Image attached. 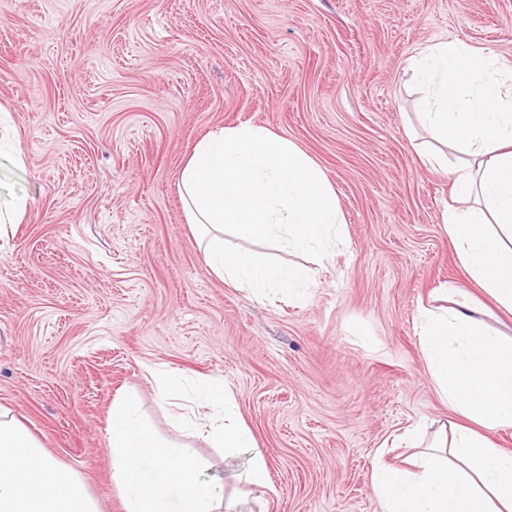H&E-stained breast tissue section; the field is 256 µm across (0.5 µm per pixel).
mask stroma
Returning <instances> with one entry per match:
<instances>
[{
  "mask_svg": "<svg viewBox=\"0 0 512 512\" xmlns=\"http://www.w3.org/2000/svg\"><path fill=\"white\" fill-rule=\"evenodd\" d=\"M462 41L512 66V0H0V111L27 195L0 239V405L125 512L112 479V404L134 399L160 440L189 444L223 512H380L370 474L416 423L452 420L423 371L414 318L466 289L484 320L512 316L459 267L442 224L446 175L407 70ZM244 123L295 143L326 174L345 240L325 263L237 239L305 268L307 299L255 298L197 249L176 180L193 146ZM219 379L275 485L249 453L176 425L149 369Z\"/></svg>",
  "mask_w": 512,
  "mask_h": 512,
  "instance_id": "35a3bbf8",
  "label": "stroma"
}]
</instances>
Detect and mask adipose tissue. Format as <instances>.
Segmentation results:
<instances>
[{
  "label": "adipose tissue",
  "mask_w": 512,
  "mask_h": 512,
  "mask_svg": "<svg viewBox=\"0 0 512 512\" xmlns=\"http://www.w3.org/2000/svg\"><path fill=\"white\" fill-rule=\"evenodd\" d=\"M409 67L426 88L421 121L441 145L421 161L452 184L445 229L465 275L512 313V80L498 56L460 41L423 49ZM416 322L426 374L466 422L449 423L425 447L409 430L403 441L419 451L416 471L373 462L381 512H512V452L489 436L512 428V336L491 329L470 295L450 308H420ZM158 382L172 404L190 394L207 407L199 431L216 447L251 449L247 483L272 490L267 462L218 379L190 390L173 375ZM107 444L126 512H221L223 495L203 479L194 448L160 444L132 402L113 403ZM0 512H100L83 480L1 408Z\"/></svg>",
  "instance_id": "1"
}]
</instances>
